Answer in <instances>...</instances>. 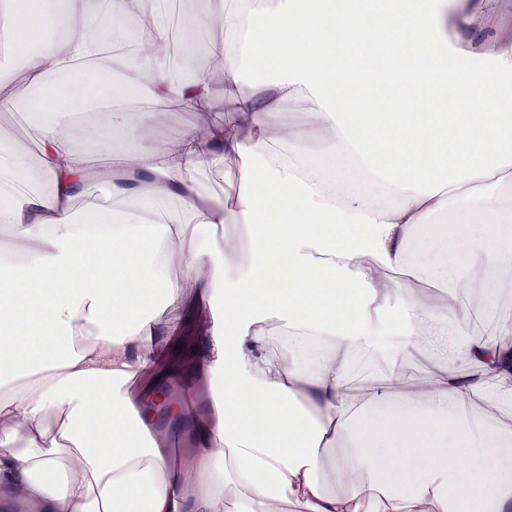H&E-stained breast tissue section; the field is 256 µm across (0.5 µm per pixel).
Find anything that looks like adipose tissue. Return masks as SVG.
<instances>
[{
	"mask_svg": "<svg viewBox=\"0 0 512 512\" xmlns=\"http://www.w3.org/2000/svg\"><path fill=\"white\" fill-rule=\"evenodd\" d=\"M232 41L214 44L237 112L168 144L145 140L153 112L124 127V173L104 180L113 205H92L86 160L58 123L112 109L130 89L216 111L214 72L186 61L168 80L169 37L157 0H0L15 41L67 19L23 73L0 68V99L18 80L41 121L38 158L0 137V161L44 183L15 194L0 182V501L27 512H512V323L470 330L465 299L496 308L489 274L512 271V27L501 0H205ZM400 17L357 58L375 19ZM88 61L81 93L46 88ZM266 62L268 80L253 66ZM479 111L465 119L458 93ZM301 99L320 130H284L280 109ZM225 170L233 204L200 201L192 174ZM179 196L187 223L132 222L120 202ZM248 232L247 257L227 244ZM194 246L171 274L183 234ZM222 320L194 347L217 391L199 444L172 452L154 435L149 398L166 363L161 329L184 283ZM90 336L89 344L75 336ZM411 349L438 363L424 377L351 382L364 359ZM37 373L28 386L21 374ZM64 427L53 435L49 414ZM261 414L260 436L242 420ZM80 448L57 451L59 438Z\"/></svg>",
	"mask_w": 512,
	"mask_h": 512,
	"instance_id": "adipose-tissue-1",
	"label": "adipose tissue"
}]
</instances>
